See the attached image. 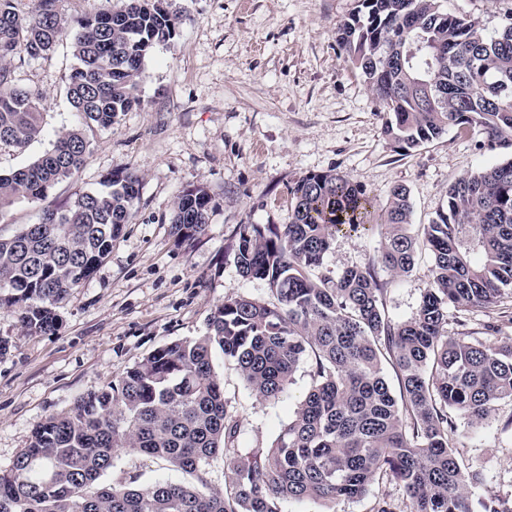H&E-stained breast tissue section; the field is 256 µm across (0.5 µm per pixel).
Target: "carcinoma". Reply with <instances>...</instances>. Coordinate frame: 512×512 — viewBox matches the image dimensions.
<instances>
[{
	"label": "carcinoma",
	"instance_id": "cac0c4a2",
	"mask_svg": "<svg viewBox=\"0 0 512 512\" xmlns=\"http://www.w3.org/2000/svg\"><path fill=\"white\" fill-rule=\"evenodd\" d=\"M15 2L0 0V142L23 149L44 131L42 94L18 85L12 60L47 56L69 31L67 100L76 121L43 155L0 173V217L46 200L84 166L87 131L141 106L145 62L181 22L168 0H118L73 27L64 0H36L28 13ZM336 42L387 115L384 133L398 149L475 125L488 149L512 150V23L486 35L439 0H357ZM140 187L139 176L114 172L0 238V310L31 334L56 332L57 304L109 256ZM211 202L202 185L183 191L176 236L203 231ZM290 207L288 223L243 224L235 243L240 274L264 281L271 300L225 298L205 334L156 349L108 388L38 422L28 448L0 468V512H281L285 500L334 512L384 478L399 485L410 512H471L470 492L484 475L453 451L448 412L478 424L512 400V340L452 336L448 309L487 308L512 293V157L459 178L447 207L417 231L403 185L379 205L345 175L309 173L291 189ZM374 215L385 229L377 263L325 273L332 239ZM423 247L432 256L430 287L417 312L394 323L377 267L405 276ZM217 351L262 401L278 399L309 363L310 388L270 445L238 448ZM119 449L162 459L184 480L107 481ZM218 460L221 487L207 479Z\"/></svg>",
	"mask_w": 512,
	"mask_h": 512
}]
</instances>
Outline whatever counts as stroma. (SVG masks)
Instances as JSON below:
<instances>
[{
	"label": "stroma",
	"instance_id": "stroma-1",
	"mask_svg": "<svg viewBox=\"0 0 512 512\" xmlns=\"http://www.w3.org/2000/svg\"><path fill=\"white\" fill-rule=\"evenodd\" d=\"M181 16L175 39L157 47L140 81L142 105L121 113L109 129L89 133L90 155L77 176L57 185L46 204L64 206L113 172L142 179L134 215L107 259L57 312L59 330L28 333L16 315L0 311V467L27 448L37 422L68 411L85 394L117 382L121 372L172 341L206 331L224 298L264 300V281L240 275L235 233L243 224H285L290 191L304 175L338 172L362 184L377 202L393 186L408 188L412 223L436 219L449 185L508 159L485 147L481 129H449L442 139L403 152L385 136V116L336 43V28L356 0H170ZM491 35L512 23V0H441ZM75 64L70 37L37 60L15 63L20 84L44 97L45 132L19 149L0 144V172L18 169L47 151L55 132L74 117L66 98ZM193 185L212 196L209 222L178 240L174 205ZM43 204V205H46ZM43 205L22 204L0 218V235L37 223ZM378 224L336 235L323 268L339 275L376 259ZM431 259L421 252L400 278L381 273L389 320L413 316L430 283ZM494 325L512 337V298L476 310L450 309L448 332L485 336ZM224 397L240 427L239 446L271 443L294 415L310 383L301 365L287 393L258 400L239 371L214 357ZM512 400L500 401L480 425L456 416L454 451L482 468L486 482L471 494L474 512L512 497ZM113 475L139 484L181 480L166 462L118 450Z\"/></svg>",
	"mask_w": 512,
	"mask_h": 512
}]
</instances>
